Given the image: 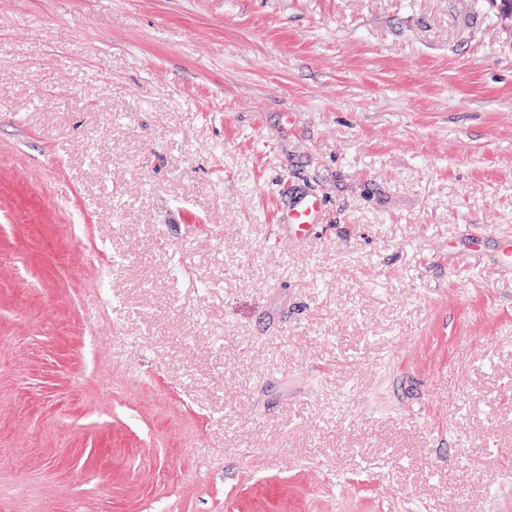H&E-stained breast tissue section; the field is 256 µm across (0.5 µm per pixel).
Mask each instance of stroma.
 Instances as JSON below:
<instances>
[{
  "label": "stroma",
  "instance_id": "1",
  "mask_svg": "<svg viewBox=\"0 0 512 512\" xmlns=\"http://www.w3.org/2000/svg\"><path fill=\"white\" fill-rule=\"evenodd\" d=\"M503 238L489 0H0V512H512ZM326 211L322 195L292 183L288 202L278 211L277 236L292 244L306 243L325 227Z\"/></svg>",
  "mask_w": 512,
  "mask_h": 512
}]
</instances>
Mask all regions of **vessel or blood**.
I'll list each match as a JSON object with an SVG mask.
<instances>
[{"mask_svg":"<svg viewBox=\"0 0 512 512\" xmlns=\"http://www.w3.org/2000/svg\"><path fill=\"white\" fill-rule=\"evenodd\" d=\"M326 211L322 195L298 184H291L288 188V202L278 213V237L293 244L307 242L323 229Z\"/></svg>","mask_w":512,"mask_h":512,"instance_id":"vessel-or-blood-1","label":"vessel or blood"}]
</instances>
